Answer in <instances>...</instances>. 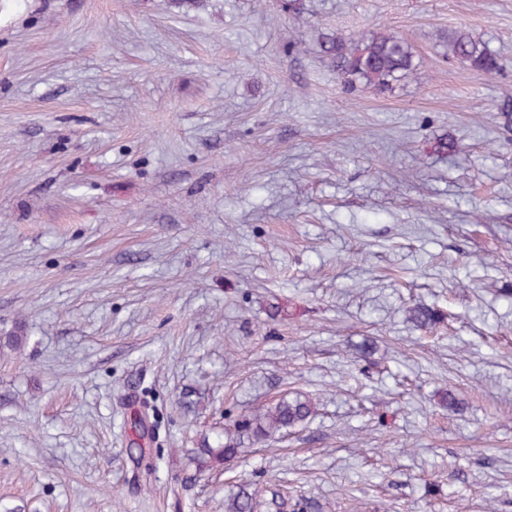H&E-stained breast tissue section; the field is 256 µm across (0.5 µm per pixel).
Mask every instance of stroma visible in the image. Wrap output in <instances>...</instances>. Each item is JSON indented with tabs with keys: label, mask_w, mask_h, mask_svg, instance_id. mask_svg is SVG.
Returning <instances> with one entry per match:
<instances>
[{
	"label": "stroma",
	"mask_w": 512,
	"mask_h": 512,
	"mask_svg": "<svg viewBox=\"0 0 512 512\" xmlns=\"http://www.w3.org/2000/svg\"><path fill=\"white\" fill-rule=\"evenodd\" d=\"M302 4L0 0V505L512 512V0ZM378 28L416 69L347 91L320 37ZM285 393L307 424L197 470ZM448 59L467 64L471 68L493 74L499 70L496 53L481 39L463 31H450L446 37ZM225 439L224 446L218 448H212L206 441H204L203 447L197 448L193 460L199 469L205 470L210 467L224 465V462L230 461L241 454L243 448H238L237 444L231 441L230 428L225 431ZM224 499L225 512H308L311 508L307 500H290L279 490H263L249 483L233 485ZM264 492L270 493L265 498Z\"/></svg>",
	"instance_id": "1"
}]
</instances>
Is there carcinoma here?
I'll return each mask as SVG.
<instances>
[{"label":"carcinoma","instance_id":"obj_1","mask_svg":"<svg viewBox=\"0 0 512 512\" xmlns=\"http://www.w3.org/2000/svg\"><path fill=\"white\" fill-rule=\"evenodd\" d=\"M448 58L471 68L493 74L499 70V60L488 44L463 31H450L446 37ZM321 48L336 70V76L350 89L358 87L383 90L407 77L415 69L412 47L402 38L384 29H376L358 40L346 39L336 33L321 36ZM411 321L419 329L431 328L442 321L436 310L416 306L411 310ZM315 411V402L308 395L283 394L262 411L254 413L233 425L234 431H225L224 445L213 448L209 444L197 449L194 462L205 470L230 461L242 452L231 441V435L255 439L288 432L306 422ZM135 437L130 439L129 452L142 456L146 452L145 424L139 417L132 422ZM311 505L304 499L291 500L280 491L264 490L249 483H240L224 499V512H308Z\"/></svg>","mask_w":512,"mask_h":512}]
</instances>
